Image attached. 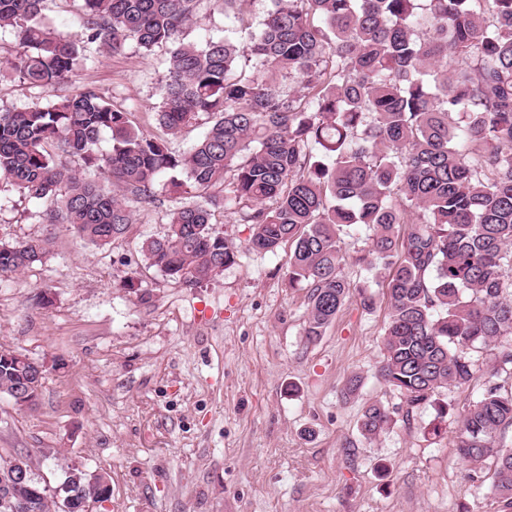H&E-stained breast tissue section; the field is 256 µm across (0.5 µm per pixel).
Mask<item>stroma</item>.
I'll return each mask as SVG.
<instances>
[{"instance_id":"obj_1","label":"stroma","mask_w":512,"mask_h":512,"mask_svg":"<svg viewBox=\"0 0 512 512\" xmlns=\"http://www.w3.org/2000/svg\"><path fill=\"white\" fill-rule=\"evenodd\" d=\"M168 56L129 44L60 83L0 82V107L93 87L157 135ZM190 199L181 188L133 204V224L102 249L43 223L42 202L0 184V242L51 241L44 262L0 279V346L50 366L35 406L0 395V454L31 457L52 489L71 466L105 473L112 496L91 512H499L490 472L470 481L453 441L487 381L512 392V371L474 350L469 383L439 393L447 417L407 410L377 373L386 296L369 311L351 297L306 341L308 291L288 285L289 246L246 251L251 225L220 207L213 221L240 248L235 264L194 289L150 267L141 242L163 235L169 211ZM354 374L362 385L349 395ZM372 401L396 423L369 441L358 419Z\"/></svg>"}]
</instances>
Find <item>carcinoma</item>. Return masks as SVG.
<instances>
[{
	"label": "carcinoma",
	"mask_w": 512,
	"mask_h": 512,
	"mask_svg": "<svg viewBox=\"0 0 512 512\" xmlns=\"http://www.w3.org/2000/svg\"><path fill=\"white\" fill-rule=\"evenodd\" d=\"M44 0H0V31L23 51L0 57L28 86L61 82L133 43L147 54L170 46L159 83V125L169 134L207 116L204 137L175 154L135 127L131 112L87 87L58 101L0 109V182L50 202L49 224H65L95 247L133 223L128 201L156 200L166 174L183 173L194 201L171 210L166 231L142 242L149 266L187 288L236 263L239 250L212 222L217 189L224 213L253 225L246 250L288 243V284L310 288L307 341L324 335L350 297L341 233L372 230L356 263L389 299L378 373L407 412L432 407L442 388L467 384L470 351H494L512 366V0H272L273 8L238 43L249 0H223L224 38H183L198 0H81L77 29L57 33ZM253 60L252 71L240 66ZM286 79L291 89L280 88ZM110 134L111 149L99 144ZM80 158L101 171L90 180L65 167ZM400 224L412 225L396 235ZM46 239L0 248V276L42 262ZM36 381L0 360V394ZM394 423L381 402L362 410L372 440ZM512 394L485 387L464 413L454 446L476 479L493 467L500 512H512ZM23 512H51L52 496Z\"/></svg>",
	"instance_id": "carcinoma-1"
}]
</instances>
